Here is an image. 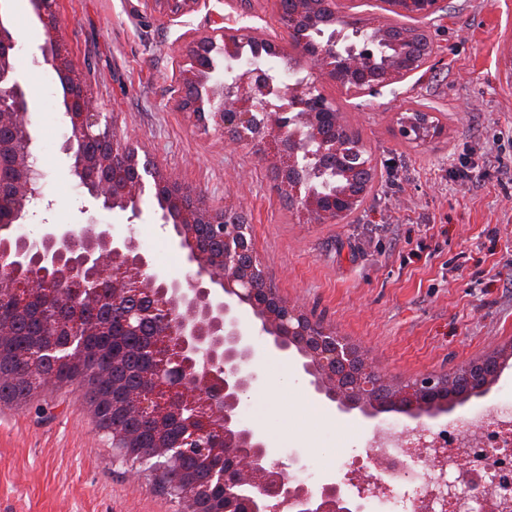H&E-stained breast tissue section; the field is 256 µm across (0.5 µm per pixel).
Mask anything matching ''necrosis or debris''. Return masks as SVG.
Wrapping results in <instances>:
<instances>
[{
  "label": "necrosis or debris",
  "mask_w": 512,
  "mask_h": 512,
  "mask_svg": "<svg viewBox=\"0 0 512 512\" xmlns=\"http://www.w3.org/2000/svg\"><path fill=\"white\" fill-rule=\"evenodd\" d=\"M466 440L436 434L407 435L389 427L374 433L367 443V459L387 456L407 469L420 473L422 480L413 494L427 496L431 512H476L465 492L467 472L457 467L466 458L469 470L494 480L496 486L512 491V407L499 405L474 414L464 421ZM447 449L446 458L427 465L435 449Z\"/></svg>",
  "instance_id": "1"
}]
</instances>
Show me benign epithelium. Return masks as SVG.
Instances as JSON below:
<instances>
[{
  "label": "benign epithelium",
  "instance_id": "obj_1",
  "mask_svg": "<svg viewBox=\"0 0 512 512\" xmlns=\"http://www.w3.org/2000/svg\"><path fill=\"white\" fill-rule=\"evenodd\" d=\"M152 9L169 21L206 9L212 26L188 31L183 38L189 47L190 66L176 70L175 106L190 115L204 130H213L231 147L256 144L261 159L279 168L300 174L288 187L289 196L300 203L304 213L320 215L334 223L354 207L356 198L347 190L331 194L306 187L315 178L341 171L352 179L360 168L354 149L325 136L336 125L335 102L320 87L323 80L347 77L350 97L378 94L381 88L405 81L420 73L427 62L408 44L384 49L378 38L357 41L343 47V34L336 31L315 37L296 15L288 16V36L294 55L307 62L316 75L313 81L288 83L274 101L263 99L269 76L265 68L247 65L237 68L233 82L213 78L212 53L237 59L241 45L258 40L265 51L280 53L278 43L247 28L224 27V16L210 8L212 0H147ZM443 0H403L405 13L423 21L435 19ZM34 14L43 26L40 46L45 62L64 82V115L70 136L64 151L71 156L70 174L106 210L126 211L135 206L141 212L143 198L150 194L164 208L162 219L176 224L173 244L185 252V269L180 277L158 270L142 251L135 236L116 235L112 225L94 219L75 227L46 224L31 237L19 232L20 220L37 196L32 186L41 173L31 166L36 138L28 121L30 105L25 85L15 77L13 64L17 39L14 31L0 20V224L9 226L15 245H0V301L25 303L27 291L40 287L32 273L21 283L18 270L43 267L57 271V277L81 285L83 315L61 323L73 339L66 359L76 361L86 351L85 339L102 335L109 325L100 314L112 305L130 298L137 300L136 314L155 326L145 352L155 368L132 408L146 419L162 420L170 414L187 415L181 442L161 445L150 462L140 458L139 476L183 471L185 448L196 447L209 463L210 484L224 492V512H363L360 501L371 491L372 477L364 473L347 475L341 482H330L312 489L292 476L282 464L272 460L261 430L243 422L238 413L241 399L258 382L259 373L251 332L237 316L247 305L258 313L260 330L273 337V348L281 353L297 336L308 335L303 314L290 305L270 306L253 288V274L242 271L239 255L248 245L250 227L232 223V210L224 209L218 221L214 210L194 211L186 207L189 189L166 174L148 156L119 142L114 126L101 123L83 85L73 79L69 55L59 44L61 18L57 0H30ZM421 120L397 118L395 134L402 140L427 144L440 132H425ZM210 224L220 234L224 246L221 268L199 245V225ZM141 274L137 289L130 290L117 267ZM171 336L179 339L188 358L167 361L165 348ZM304 372L318 395L337 404L342 412L362 408L356 399L345 398L336 390L332 372L346 349L336 344L329 352L303 345ZM418 403L433 416L446 407L434 406L440 385L424 379L415 387ZM376 468L387 475L384 488L414 480L413 474L391 458H379ZM469 496L481 505V512H498L496 495L486 478L472 474Z\"/></svg>",
  "mask_w": 512,
  "mask_h": 512
}]
</instances>
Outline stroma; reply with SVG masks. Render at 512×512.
I'll return each instance as SVG.
<instances>
[{"mask_svg":"<svg viewBox=\"0 0 512 512\" xmlns=\"http://www.w3.org/2000/svg\"><path fill=\"white\" fill-rule=\"evenodd\" d=\"M445 3L432 30V68L384 88L367 105L344 104L378 160L374 192L351 223L310 224L288 209L253 147L227 146L175 107L174 72L187 58L183 35L208 27L206 11L172 23L144 0H58L62 39L97 110L208 206L246 210L253 247L278 294L357 347L396 387L456 371L512 341V77L498 68L501 45L512 41V0ZM214 9L225 26H250L288 42L275 0H253L245 13L228 2ZM18 37L15 74L27 88L43 175L22 231L92 217L114 234L151 242L155 266L181 276L184 254L161 230L153 196L144 197L133 219L91 206L70 176L63 88L38 50L36 15ZM413 98L447 113L438 142L396 137L394 109ZM285 365L279 392L293 408L261 419L251 394L239 416L259 425L274 459L301 455L297 476L312 488L342 481L381 426L454 432L485 407L512 405V361L487 395L418 420L395 412L342 414L330 403L311 412L307 405L317 397L300 363ZM88 391L75 383L0 404V512H182L152 477H132L131 463L115 459Z\"/></svg>","mask_w":512,"mask_h":512,"instance_id":"1","label":"stroma"}]
</instances>
